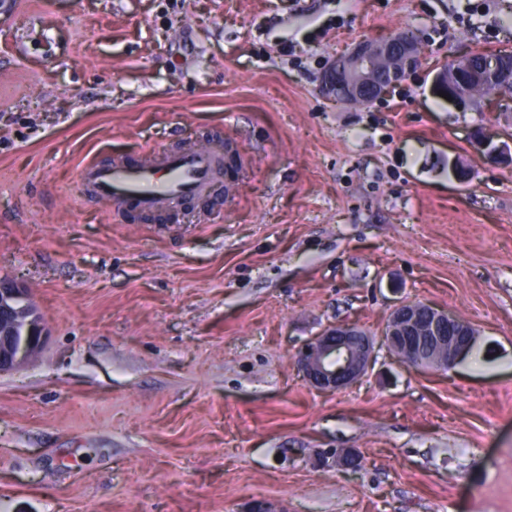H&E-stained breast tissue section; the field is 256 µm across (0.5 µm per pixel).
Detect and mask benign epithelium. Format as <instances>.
I'll return each mask as SVG.
<instances>
[{"instance_id": "1", "label": "benign epithelium", "mask_w": 512, "mask_h": 512, "mask_svg": "<svg viewBox=\"0 0 512 512\" xmlns=\"http://www.w3.org/2000/svg\"><path fill=\"white\" fill-rule=\"evenodd\" d=\"M419 63V44L405 34L383 41H362L336 58L319 92L351 106L365 107L381 98ZM490 67L469 53L435 77L434 92L460 104H474L486 89ZM46 340L45 327L27 290L0 278V372L28 361ZM388 349L413 367L448 369L471 351V325L430 305L402 301L385 328ZM375 359L373 337L350 323L328 326L297 355L303 379L322 392L347 389L364 379Z\"/></svg>"}]
</instances>
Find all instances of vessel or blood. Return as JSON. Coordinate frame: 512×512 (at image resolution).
<instances>
[{
  "instance_id": "b4317fda",
  "label": "vessel or blood",
  "mask_w": 512,
  "mask_h": 512,
  "mask_svg": "<svg viewBox=\"0 0 512 512\" xmlns=\"http://www.w3.org/2000/svg\"><path fill=\"white\" fill-rule=\"evenodd\" d=\"M238 163L234 148L218 152L203 146L153 148L140 159L97 160L80 169L87 196L113 204L115 211H173L208 197Z\"/></svg>"
}]
</instances>
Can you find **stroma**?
<instances>
[{"label":"stroma","instance_id":"obj_1","mask_svg":"<svg viewBox=\"0 0 512 512\" xmlns=\"http://www.w3.org/2000/svg\"><path fill=\"white\" fill-rule=\"evenodd\" d=\"M402 31L388 96L319 94ZM469 51L512 53V0H0V277L47 332L0 375V512H512V92L431 88ZM229 142L245 169L182 210L84 197L89 160ZM402 299L471 352L302 380L313 336Z\"/></svg>","mask_w":512,"mask_h":512}]
</instances>
